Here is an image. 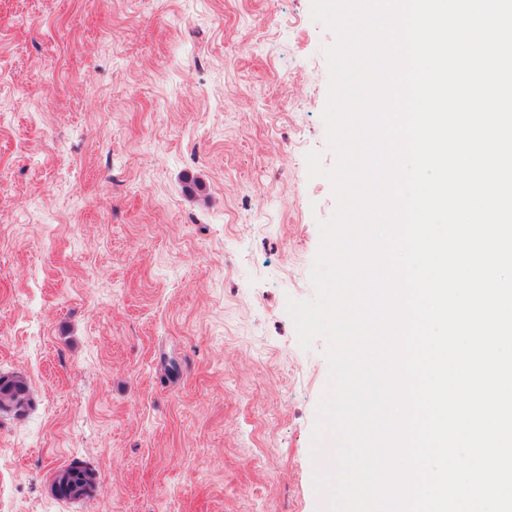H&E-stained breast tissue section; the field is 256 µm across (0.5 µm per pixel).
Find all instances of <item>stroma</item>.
<instances>
[{
	"label": "stroma",
	"instance_id": "1",
	"mask_svg": "<svg viewBox=\"0 0 512 512\" xmlns=\"http://www.w3.org/2000/svg\"><path fill=\"white\" fill-rule=\"evenodd\" d=\"M311 0H0V410L14 512H327L326 343L298 344L336 207ZM204 189L191 195L187 180ZM95 472L92 498L52 488ZM28 404V386L18 375L0 376V410L11 408L21 413ZM55 484L71 488L74 492V499L88 498L94 490L95 477L91 471L71 465L58 471Z\"/></svg>",
	"mask_w": 512,
	"mask_h": 512
}]
</instances>
